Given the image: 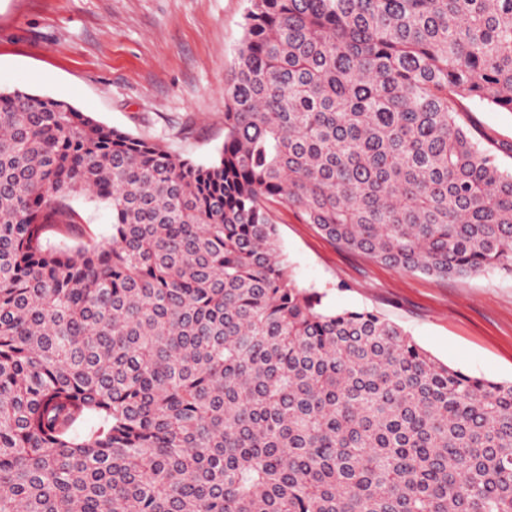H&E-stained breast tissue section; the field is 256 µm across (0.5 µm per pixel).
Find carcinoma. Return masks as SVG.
Segmentation results:
<instances>
[{"label":"carcinoma","mask_w":512,"mask_h":512,"mask_svg":"<svg viewBox=\"0 0 512 512\" xmlns=\"http://www.w3.org/2000/svg\"><path fill=\"white\" fill-rule=\"evenodd\" d=\"M200 164L0 91V512H512V382L330 311L287 207L410 272L512 274V0H248ZM112 209L102 244L71 202ZM461 121L487 132L496 139L499 149L497 159L502 169L512 171V112H502L493 107L461 100Z\"/></svg>","instance_id":"1"}]
</instances>
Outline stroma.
Instances as JSON below:
<instances>
[{"label": "stroma", "mask_w": 512, "mask_h": 512, "mask_svg": "<svg viewBox=\"0 0 512 512\" xmlns=\"http://www.w3.org/2000/svg\"><path fill=\"white\" fill-rule=\"evenodd\" d=\"M247 0H0V89L64 99L100 123L195 162L224 144V80ZM512 171V112L461 102ZM278 242L300 286L332 310L367 309L448 366L512 381V276L440 278L342 249L287 208Z\"/></svg>", "instance_id": "1"}]
</instances>
